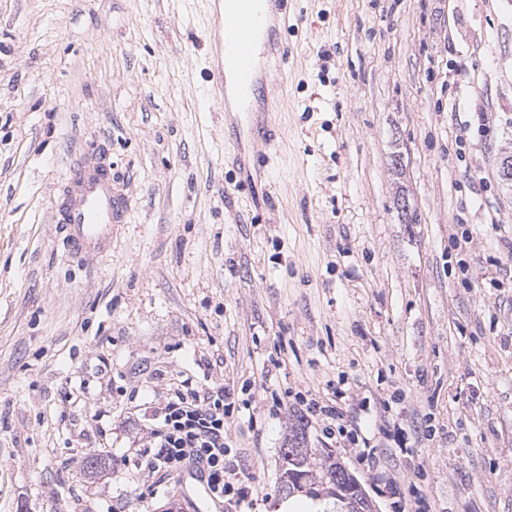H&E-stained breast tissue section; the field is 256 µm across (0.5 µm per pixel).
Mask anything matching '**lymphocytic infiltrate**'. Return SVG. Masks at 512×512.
Returning <instances> with one entry per match:
<instances>
[{"instance_id":"lymphocytic-infiltrate-1","label":"lymphocytic infiltrate","mask_w":512,"mask_h":512,"mask_svg":"<svg viewBox=\"0 0 512 512\" xmlns=\"http://www.w3.org/2000/svg\"><path fill=\"white\" fill-rule=\"evenodd\" d=\"M223 386L198 390L185 380L154 407L148 428L151 447L145 450L138 468L145 475H177L188 467L202 468L207 474L211 498L243 503L249 496L245 486L224 478L230 466L224 429L234 408Z\"/></svg>"}]
</instances>
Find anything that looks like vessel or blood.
<instances>
[{"label":"vessel or blood","mask_w":512,"mask_h":512,"mask_svg":"<svg viewBox=\"0 0 512 512\" xmlns=\"http://www.w3.org/2000/svg\"><path fill=\"white\" fill-rule=\"evenodd\" d=\"M228 2L229 13L216 8L209 18L215 37L205 82L218 103L233 96L241 111L250 112L266 82L257 68L258 56L278 58L285 51L278 27L281 0ZM127 214V196L116 188L106 169L75 173L62 211L69 247L87 258L111 248L117 227Z\"/></svg>","instance_id":"vessel-or-blood-1"}]
</instances>
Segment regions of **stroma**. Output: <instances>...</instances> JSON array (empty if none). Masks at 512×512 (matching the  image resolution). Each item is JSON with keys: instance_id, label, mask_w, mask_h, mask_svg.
<instances>
[{"instance_id": "1", "label": "stroma", "mask_w": 512, "mask_h": 512, "mask_svg": "<svg viewBox=\"0 0 512 512\" xmlns=\"http://www.w3.org/2000/svg\"><path fill=\"white\" fill-rule=\"evenodd\" d=\"M210 11L0 0V512H198L137 468L180 375L248 402L224 512H287L295 395L337 388L378 512H512V0H286L268 143L206 92ZM84 160L131 201L92 261Z\"/></svg>"}]
</instances>
